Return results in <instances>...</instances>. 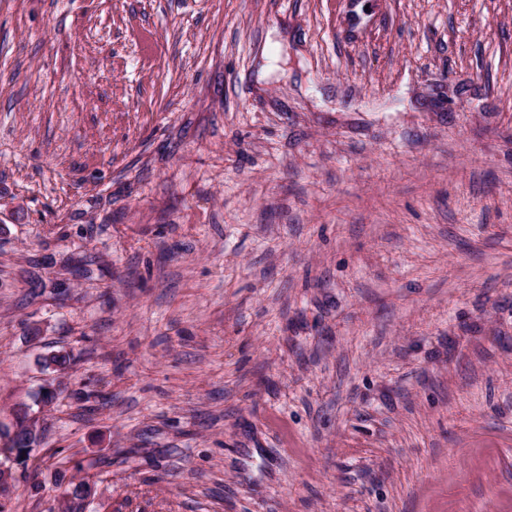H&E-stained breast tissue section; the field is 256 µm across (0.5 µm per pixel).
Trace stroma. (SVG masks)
Masks as SVG:
<instances>
[{
  "label": "stroma",
  "mask_w": 512,
  "mask_h": 512,
  "mask_svg": "<svg viewBox=\"0 0 512 512\" xmlns=\"http://www.w3.org/2000/svg\"><path fill=\"white\" fill-rule=\"evenodd\" d=\"M22 407L8 512H512V0H0ZM37 424V416L28 411V414L21 422L16 417L8 426L1 425L2 431H9L10 436H13L14 433L25 429L36 431ZM37 440V436H30V434L24 430L20 431L19 434L12 440H10V445L8 448H13L11 451L7 452L8 461L7 465H2V469H10L13 468H21L25 469V464L28 462L29 457L31 456L32 451L35 448H28L32 443ZM60 455L58 451H54L50 458H58ZM77 454H71L70 456H65L56 460V465H60L62 467L66 464H73V468L83 475L80 478V481L71 488L66 489V495H71L75 498H86L91 494L92 486L97 483V479H99L100 472H93L97 467V463L93 461H88L84 463V460H75L74 457Z\"/></svg>",
  "instance_id": "35a3bbf8"
}]
</instances>
